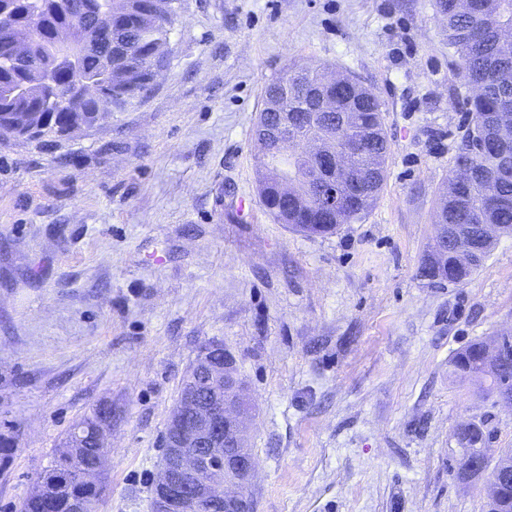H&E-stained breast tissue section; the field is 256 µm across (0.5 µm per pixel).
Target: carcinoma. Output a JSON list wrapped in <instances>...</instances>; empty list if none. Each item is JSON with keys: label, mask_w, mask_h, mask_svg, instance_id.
Listing matches in <instances>:
<instances>
[{"label": "carcinoma", "mask_w": 512, "mask_h": 512, "mask_svg": "<svg viewBox=\"0 0 512 512\" xmlns=\"http://www.w3.org/2000/svg\"><path fill=\"white\" fill-rule=\"evenodd\" d=\"M86 0H38L40 29L33 53L46 58L45 67L28 75V64L13 56L12 36L29 22V5L22 0H0V112H52L53 121L38 135L58 134L70 117H91L97 102L82 98L72 90L73 71L68 57L78 60L80 75L112 93L116 108L134 104L150 84L151 74L142 66L148 56L168 57V35L175 22L174 0H100V12L112 8V50L91 43L55 44L54 33L61 28L89 27L93 20L83 11ZM437 13L446 22L448 48L458 58L459 72L467 84L484 89L482 96L467 101L472 124L464 147L454 159L453 169L469 165L471 178L448 182L442 193L446 207L445 224L466 230L473 260L464 264L454 247L434 230L432 243L424 251L420 271H429V284H465L492 250L481 238L479 225L497 224L502 233L512 235V140L499 137L501 125L512 123V46L499 40L498 29L512 26V0H468L462 13L458 0H434ZM288 84L294 98L293 120L303 134L329 138L336 143L357 139L358 153L350 156L351 178L356 185L340 211H325L318 206L315 185L299 182L300 193L283 205L276 176L262 173L260 196L269 215L288 229L308 236L336 233L344 224L363 220L379 195L386 179L389 153L381 104L367 87L356 81L342 86L325 85L320 71L293 64L275 82L266 86L263 108L257 122L269 119L271 92ZM483 343L474 342L458 350L451 365L454 373L481 370ZM488 382L486 391L495 394L512 390V354L498 359V368L479 377ZM108 404L100 403L84 415L76 427L82 429L80 460L74 461L69 438L59 445L53 464L40 474L38 482L53 486L51 495L30 493L22 512H71L70 501L99 499L102 489L79 479L78 470L92 471L102 455L96 421ZM498 504L493 507L512 512V472L498 477Z\"/></svg>", "instance_id": "1"}]
</instances>
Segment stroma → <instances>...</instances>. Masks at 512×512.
I'll return each mask as SVG.
<instances>
[{
    "label": "stroma",
    "mask_w": 512,
    "mask_h": 512,
    "mask_svg": "<svg viewBox=\"0 0 512 512\" xmlns=\"http://www.w3.org/2000/svg\"><path fill=\"white\" fill-rule=\"evenodd\" d=\"M434 0H176L141 102L72 135L0 137V512L112 405L99 512H151L181 382L223 344L255 406L254 512H485L456 431L512 448V406L455 378L512 332V236L460 286L421 257L469 126ZM320 65L371 89L387 178L365 219L311 237L268 215L266 85ZM485 342H474L458 350L451 360L454 373L459 375V372L467 369L480 371L483 365L482 350Z\"/></svg>",
    "instance_id": "35a3bbf8"
}]
</instances>
